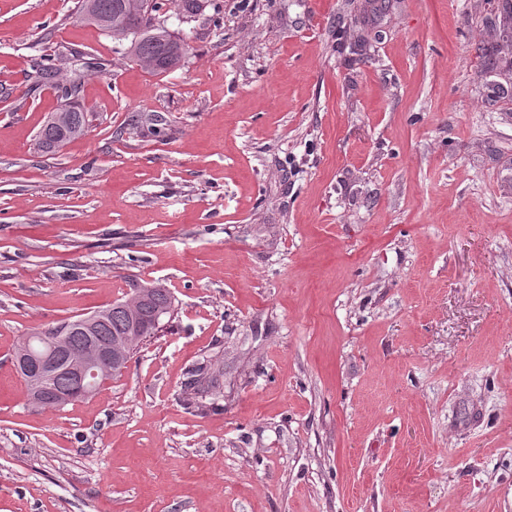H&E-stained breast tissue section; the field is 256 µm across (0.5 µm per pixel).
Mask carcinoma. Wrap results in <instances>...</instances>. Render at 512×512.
<instances>
[{"mask_svg":"<svg viewBox=\"0 0 512 512\" xmlns=\"http://www.w3.org/2000/svg\"><path fill=\"white\" fill-rule=\"evenodd\" d=\"M170 0H80L79 15L84 22L109 33L112 37L128 40L130 58L147 65L156 74H162L180 65L187 49L181 40L168 31L161 17ZM105 63L88 62L73 69V78L59 87L67 100L79 93L85 70L103 69ZM87 113L74 106L65 120H47L38 132L40 151L56 152L68 142L84 134ZM174 314V296L160 284L146 283L134 289L132 297L116 300L93 311L89 326L80 328L74 318H68L45 329L21 338L17 354L31 352L44 355L50 347L49 336L60 339L62 349L58 356L66 359L85 349L89 344L112 348L113 380L122 375L135 348L145 339L163 330ZM211 360L206 359L189 367L183 389V404L201 411L218 409L216 395L219 383L212 373Z\"/></svg>","mask_w":512,"mask_h":512,"instance_id":"carcinoma-1","label":"carcinoma"}]
</instances>
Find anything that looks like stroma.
Wrapping results in <instances>:
<instances>
[{
    "instance_id": "stroma-1",
    "label": "stroma",
    "mask_w": 512,
    "mask_h": 512,
    "mask_svg": "<svg viewBox=\"0 0 512 512\" xmlns=\"http://www.w3.org/2000/svg\"><path fill=\"white\" fill-rule=\"evenodd\" d=\"M364 2L170 6L154 74L77 0H0V512H512L506 0ZM48 54L108 62L53 154ZM144 282L176 311L122 376L28 406L21 336ZM65 120L50 121L49 117L38 132V147L43 153L56 152L68 142L84 134L87 127V112L73 106L72 111L66 112ZM213 359H206L189 367L186 371V379L183 389V404L188 408H197L201 411L217 410L216 395L220 393L218 379L210 373ZM212 397L211 402L203 400Z\"/></svg>"
}]
</instances>
